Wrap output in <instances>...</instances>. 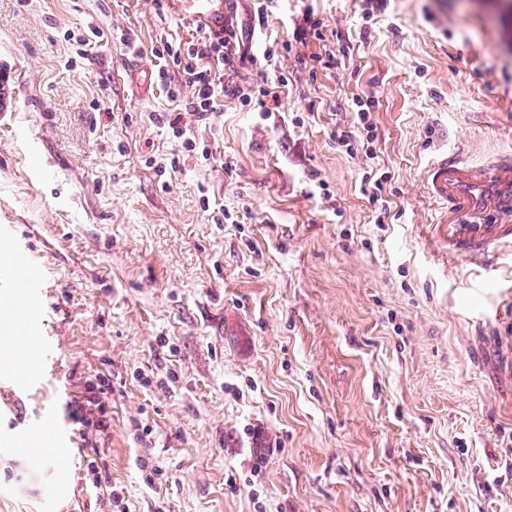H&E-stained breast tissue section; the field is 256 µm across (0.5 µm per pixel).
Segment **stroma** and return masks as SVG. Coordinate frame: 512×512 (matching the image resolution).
<instances>
[{
    "label": "stroma",
    "instance_id": "1",
    "mask_svg": "<svg viewBox=\"0 0 512 512\" xmlns=\"http://www.w3.org/2000/svg\"><path fill=\"white\" fill-rule=\"evenodd\" d=\"M309 12L324 41L262 69L277 103L225 97L188 152L166 116L194 90L151 48L222 0H0V275L36 273L0 360L45 357L29 391L0 374V512H512V217L467 261L425 186L436 156L512 152V0H278L254 53ZM100 378L98 443L71 406ZM36 427L80 455L32 461Z\"/></svg>",
    "mask_w": 512,
    "mask_h": 512
}]
</instances>
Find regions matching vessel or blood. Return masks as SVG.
<instances>
[{
	"label": "vessel or blood",
	"instance_id": "b4317fda",
	"mask_svg": "<svg viewBox=\"0 0 512 512\" xmlns=\"http://www.w3.org/2000/svg\"><path fill=\"white\" fill-rule=\"evenodd\" d=\"M428 187L442 212L512 216V155L477 164L441 157L428 171Z\"/></svg>",
	"mask_w": 512,
	"mask_h": 512
}]
</instances>
